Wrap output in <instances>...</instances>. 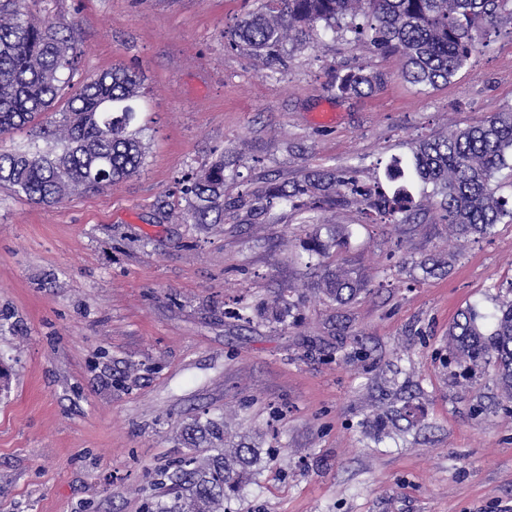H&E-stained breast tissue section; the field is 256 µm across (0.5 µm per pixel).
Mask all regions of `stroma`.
I'll return each mask as SVG.
<instances>
[{
  "label": "stroma",
  "instance_id": "obj_1",
  "mask_svg": "<svg viewBox=\"0 0 512 512\" xmlns=\"http://www.w3.org/2000/svg\"><path fill=\"white\" fill-rule=\"evenodd\" d=\"M262 0H34L74 27L80 70L139 72L143 166L54 206L0 187V512H147L201 415L254 441L259 474L226 512H512V399L495 359L448 361L461 311L512 294V223L455 239L420 187L393 224L354 201L325 212L352 231L331 263L368 286L339 305L302 259L304 212L251 213L268 175L354 168L394 185L415 142L512 107V26L450 84L414 85L398 57L323 30L286 65L229 46ZM369 63L383 88L337 98ZM223 156L224 221L187 222L183 179ZM444 261L426 273L420 260ZM292 289L297 326L233 316Z\"/></svg>",
  "mask_w": 512,
  "mask_h": 512
}]
</instances>
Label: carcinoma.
Wrapping results in <instances>:
<instances>
[{
  "label": "carcinoma",
  "instance_id": "cac0c4a2",
  "mask_svg": "<svg viewBox=\"0 0 512 512\" xmlns=\"http://www.w3.org/2000/svg\"><path fill=\"white\" fill-rule=\"evenodd\" d=\"M30 0H0V135L29 129L50 144L41 151L0 150V186L35 204L54 205L74 192L99 191L129 177L145 160L141 139L142 80L137 71L114 67L81 76L73 26L57 19L41 23L29 17ZM512 22V0H264L237 22L230 38L283 65L280 48L320 28L354 34L375 53L399 56L402 76L415 85H446L478 50L473 31ZM386 83V74L366 63L341 76L331 88L338 97L370 94ZM512 169V108L476 125L452 129L418 141L409 159H393L391 180L409 170L432 197L441 220L461 239L486 236L509 218L512 206L497 195V173ZM224 158L184 181L185 216L193 224L224 221ZM359 196L380 217L397 224L416 218L413 199L403 186L392 196L359 184L345 170L311 171L297 181L268 182L255 197L254 210L305 201L318 231L303 242L307 265L316 267V290L344 305L366 290L367 282L342 266L326 264L330 252L345 243V226L326 225L320 212ZM296 304L291 294L263 306L259 314L286 329ZM455 358L477 364L496 359L498 382L512 397V300L503 303L484 329L481 317L465 311L448 329ZM191 455L165 472L173 499L150 512H224V501L251 480L261 448L224 444V423L195 419L187 427Z\"/></svg>",
  "mask_w": 512,
  "mask_h": 512
}]
</instances>
